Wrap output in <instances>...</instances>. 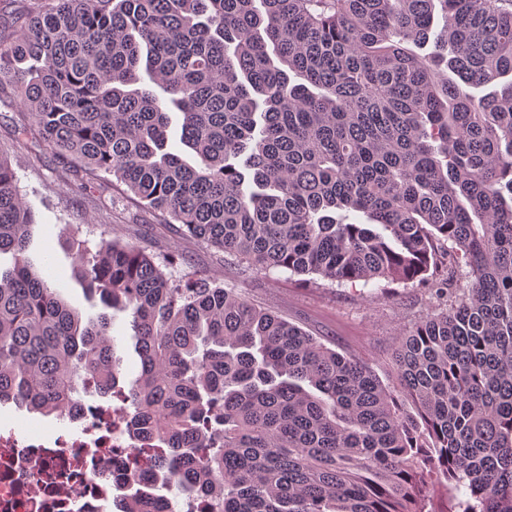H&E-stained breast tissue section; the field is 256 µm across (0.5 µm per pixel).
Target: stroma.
<instances>
[{
	"mask_svg": "<svg viewBox=\"0 0 512 512\" xmlns=\"http://www.w3.org/2000/svg\"><path fill=\"white\" fill-rule=\"evenodd\" d=\"M22 111L12 84L0 83V155L10 160L18 189L36 214L28 253L39 274L83 318L96 317L102 307L87 299L72 276V225L80 226L81 240L91 245L115 232L146 252L178 256L197 274L235 289L327 347L366 364L382 384H395L393 352L399 335L439 310L430 289L384 280L368 287L341 286L316 275L305 282L288 271L256 272L234 255L198 243L160 212L125 198L112 174L100 173L92 192L79 191L83 173L78 161L55 153L40 139L17 136Z\"/></svg>",
	"mask_w": 512,
	"mask_h": 512,
	"instance_id": "1",
	"label": "stroma"
}]
</instances>
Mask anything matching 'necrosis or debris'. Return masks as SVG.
Wrapping results in <instances>:
<instances>
[{
  "label": "necrosis or debris",
  "mask_w": 512,
  "mask_h": 512,
  "mask_svg": "<svg viewBox=\"0 0 512 512\" xmlns=\"http://www.w3.org/2000/svg\"><path fill=\"white\" fill-rule=\"evenodd\" d=\"M115 416L112 406L83 401L51 436L1 425L0 512H107L117 491L161 484Z\"/></svg>",
  "instance_id": "obj_1"
}]
</instances>
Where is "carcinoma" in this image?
I'll return each mask as SVG.
<instances>
[{"instance_id": "carcinoma-1", "label": "carcinoma", "mask_w": 512, "mask_h": 512, "mask_svg": "<svg viewBox=\"0 0 512 512\" xmlns=\"http://www.w3.org/2000/svg\"><path fill=\"white\" fill-rule=\"evenodd\" d=\"M2 81L17 133L83 163L82 190L108 172L257 271L447 306L398 339L388 387L172 257L75 228L73 276L131 317L124 383L113 316L82 321L34 270L0 157V403L61 414L93 378L169 487L222 512H426L435 484L458 512H512V0H53L0 39ZM173 107L195 165L167 149ZM122 512L155 510L134 493Z\"/></svg>"}]
</instances>
